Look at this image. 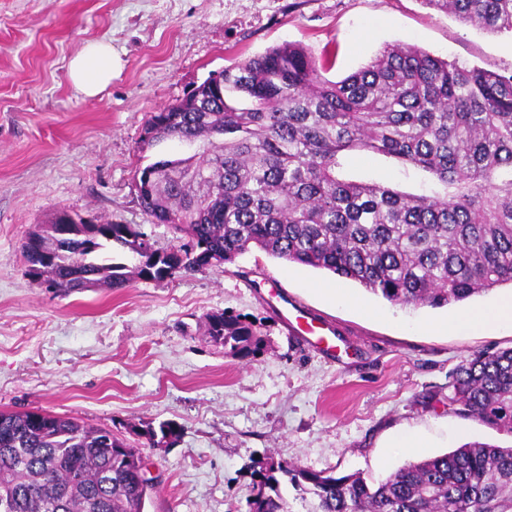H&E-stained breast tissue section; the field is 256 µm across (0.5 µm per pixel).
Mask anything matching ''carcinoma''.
I'll list each match as a JSON object with an SVG mask.
<instances>
[{"label": "carcinoma", "mask_w": 512, "mask_h": 512, "mask_svg": "<svg viewBox=\"0 0 512 512\" xmlns=\"http://www.w3.org/2000/svg\"><path fill=\"white\" fill-rule=\"evenodd\" d=\"M484 30L512 33V0H423ZM296 43L224 70V93L202 88V109L184 98L147 120L142 146H195L151 164L138 202L154 224L188 241L149 265L112 262L119 245L142 255L130 224H105L88 241L32 231L25 249L51 254L38 276L70 295L161 280L230 263L258 248L273 258L328 271L400 307H443L512 284V72L464 68L416 46H386L341 81ZM395 159L424 175L407 193L346 175L348 153ZM207 335L230 357L259 351L254 325L208 316ZM451 403L464 418L512 436V347L479 351L453 378ZM148 444L171 446L173 423L146 427ZM112 432L70 417L0 412V512H145L137 449L113 461ZM265 492L249 512H291L277 474L306 512H512V446L469 442L423 457L377 484L358 473L324 476L272 457L255 462Z\"/></svg>", "instance_id": "obj_1"}]
</instances>
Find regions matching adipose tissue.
Wrapping results in <instances>:
<instances>
[{"label": "adipose tissue", "mask_w": 512, "mask_h": 512, "mask_svg": "<svg viewBox=\"0 0 512 512\" xmlns=\"http://www.w3.org/2000/svg\"><path fill=\"white\" fill-rule=\"evenodd\" d=\"M120 66V59L104 42L88 44L69 62V78L74 87L88 99L98 97L112 81V74ZM512 324V297L499 300L493 307L448 322L454 335L469 336L479 330Z\"/></svg>", "instance_id": "adipose-tissue-1"}]
</instances>
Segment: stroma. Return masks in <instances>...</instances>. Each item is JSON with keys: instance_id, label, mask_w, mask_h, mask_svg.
Instances as JSON below:
<instances>
[{"instance_id": "stroma-1", "label": "stroma", "mask_w": 512, "mask_h": 512, "mask_svg": "<svg viewBox=\"0 0 512 512\" xmlns=\"http://www.w3.org/2000/svg\"><path fill=\"white\" fill-rule=\"evenodd\" d=\"M99 40L122 67L87 99L68 65ZM286 42L306 47L332 81L391 44L512 71L511 33L423 0H0V411L73 417L140 449L153 480L146 512H248L251 465L269 455L377 481L412 462L396 447L409 434L432 456L471 441L512 445L448 402L458 366L512 347V326L474 336L433 329L512 294L510 285L413 309L346 282L359 310L327 295L334 275L256 248L112 291L63 296L28 274L23 243L59 209L138 226L157 248L179 244L137 201V169L183 151L170 141L141 150L147 118L211 72ZM346 164L350 175L418 189L394 160L355 152ZM273 288L335 326V357L288 332L261 300ZM222 311L251 319L257 355L231 358L210 340L206 318ZM164 422L178 425L177 443L148 446L142 429Z\"/></svg>"}]
</instances>
